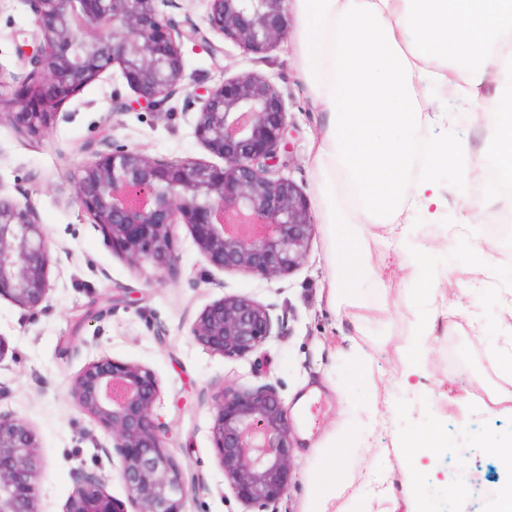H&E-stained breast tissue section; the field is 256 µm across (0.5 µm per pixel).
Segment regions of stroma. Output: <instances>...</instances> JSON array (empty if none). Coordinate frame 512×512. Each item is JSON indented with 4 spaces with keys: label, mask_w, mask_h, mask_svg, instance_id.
Masks as SVG:
<instances>
[{
    "label": "stroma",
    "mask_w": 512,
    "mask_h": 512,
    "mask_svg": "<svg viewBox=\"0 0 512 512\" xmlns=\"http://www.w3.org/2000/svg\"><path fill=\"white\" fill-rule=\"evenodd\" d=\"M163 11L191 34L182 48L188 89L247 74L275 86L291 135L281 173L317 208L310 158L321 115L311 108L299 71L296 30L260 55L217 36L213 43L221 50L213 54L192 35L204 25L207 0H166ZM34 28L25 0H0L5 97L25 95L16 49ZM493 94L489 84L478 99L449 102L447 120L425 128L424 138L463 141L482 156L484 126L470 115ZM132 96L120 74L102 77L62 102L53 126L39 135L0 115V193L30 198L52 241L50 290L39 311L0 299V337L8 344L0 362V412L22 418L36 435L42 458L38 512H65L82 471L102 475L111 497L127 498L111 436L70 396L78 373L101 357L143 365L156 376L155 414L168 430L167 451L203 479L186 512H244L224 480L210 430V395L226 383L276 384L292 422L293 474L275 512H309L310 493L327 464L325 450L337 443L347 449L338 465L357 473L350 492L370 503V512H405V502L378 491L399 488L408 478L429 497L430 512H441L451 469L477 468L487 481L512 486V468L502 467L490 449L494 442L512 443V410L478 404L472 396L479 388L492 394L500 382L512 383V366L504 360L512 340L500 327L512 308V256L494 239L481 249H455V238L473 231L460 221L457 169L439 172L447 191L439 221L412 211L405 236L389 242L390 271L359 283L351 304L330 301L335 269L321 224L305 261L273 280L208 265L180 224L173 231L177 269L159 274L131 267L113 252L75 200L84 161L111 141L167 160L216 165L220 159L194 136L195 99L178 94L164 116L140 109L113 113V101ZM229 295L274 305L280 319L278 337L242 359L210 353L190 334L198 315ZM421 322L429 327L427 353L420 374L406 381L400 353ZM363 353L369 357L364 372ZM452 395L466 397V404L449 405Z\"/></svg>",
    "instance_id": "obj_1"
}]
</instances>
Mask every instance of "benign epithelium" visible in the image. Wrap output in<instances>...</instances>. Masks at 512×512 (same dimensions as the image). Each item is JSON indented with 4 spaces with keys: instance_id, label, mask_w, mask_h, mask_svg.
<instances>
[{
    "instance_id": "7a95c632",
    "label": "benign epithelium",
    "mask_w": 512,
    "mask_h": 512,
    "mask_svg": "<svg viewBox=\"0 0 512 512\" xmlns=\"http://www.w3.org/2000/svg\"><path fill=\"white\" fill-rule=\"evenodd\" d=\"M36 18L30 51L18 53L33 91L14 118L30 133L49 128L55 107L117 66L135 107L158 114L186 90L179 25L160 0H26ZM207 33L263 54L288 33V0H207ZM207 33L201 39L219 52ZM191 95L201 104L194 135L217 166L169 161L113 144L93 153L75 182L77 202L112 249L132 267L177 268L173 229L186 225L210 266L271 280L306 259L314 234L306 197L279 175L288 141L284 103L260 75L224 81ZM50 240L36 208L0 195V299L36 311L48 292ZM273 307L248 296H224L191 327L194 341L227 358H244L275 336ZM76 407L112 436L133 512H185L202 486L167 451V429L154 417L160 395L146 367L110 357L87 363L70 390ZM211 434L224 480L250 512H268L292 477L291 422L276 386L225 384L211 395ZM41 467L34 432L0 413V512H37ZM93 472L76 479L65 512H121Z\"/></svg>"
}]
</instances>
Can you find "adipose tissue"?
Wrapping results in <instances>:
<instances>
[{"mask_svg": "<svg viewBox=\"0 0 512 512\" xmlns=\"http://www.w3.org/2000/svg\"><path fill=\"white\" fill-rule=\"evenodd\" d=\"M300 72L322 134L311 158L340 278L332 293L356 288L371 270L361 263L360 224H387L402 234L406 212L440 217L438 172L458 168L485 186L484 160L465 142L417 146L448 100L469 98L484 82L495 95L480 115L494 148L497 181L512 190V0H293ZM439 95L442 105L426 111ZM418 178H411L414 167ZM352 471L323 469L311 512H367L344 500Z\"/></svg>", "mask_w": 512, "mask_h": 512, "instance_id": "ef3b65f1", "label": "adipose tissue"}]
</instances>
